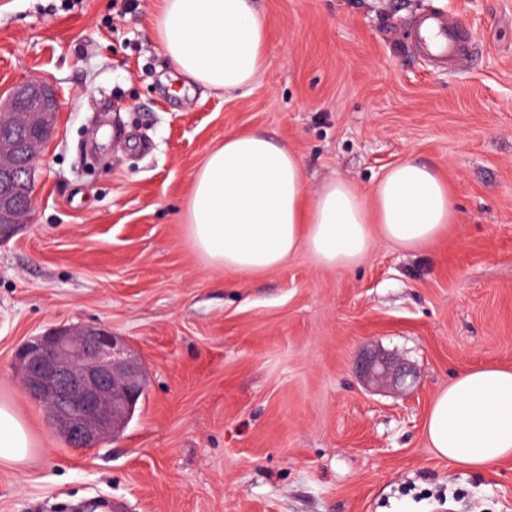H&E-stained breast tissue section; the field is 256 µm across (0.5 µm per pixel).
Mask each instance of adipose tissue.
Returning a JSON list of instances; mask_svg holds the SVG:
<instances>
[{
    "instance_id": "1",
    "label": "adipose tissue",
    "mask_w": 512,
    "mask_h": 512,
    "mask_svg": "<svg viewBox=\"0 0 512 512\" xmlns=\"http://www.w3.org/2000/svg\"><path fill=\"white\" fill-rule=\"evenodd\" d=\"M159 43L187 81L231 93L247 90L269 50L253 0H163ZM455 219L447 184L407 159L370 192L341 179L308 195L301 161L256 132L225 136L192 176L186 223L197 254L219 269L271 271L306 250L327 269L347 270L376 237L405 250L433 243ZM426 434L452 463L486 470L512 457V370L463 372L433 402ZM33 446L24 422L0 404V461H23Z\"/></svg>"
}]
</instances>
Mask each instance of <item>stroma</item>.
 Returning <instances> with one entry per match:
<instances>
[{"label":"stroma","mask_w":512,"mask_h":512,"mask_svg":"<svg viewBox=\"0 0 512 512\" xmlns=\"http://www.w3.org/2000/svg\"><path fill=\"white\" fill-rule=\"evenodd\" d=\"M162 0H0V91L59 96L33 208L0 241V403L35 442L0 462V512H512V460L439 456L431 405L457 373L512 368V0H255L270 48L250 93L186 83L156 34ZM427 11L479 45L447 70L411 30ZM301 158L308 193L368 192L413 159L456 217L407 251L377 240L353 268L306 251L245 275L188 237L192 175L225 136ZM102 327L148 386L116 439L75 449L21 393L14 352L57 326ZM416 370L367 386L368 356Z\"/></svg>","instance_id":"stroma-1"}]
</instances>
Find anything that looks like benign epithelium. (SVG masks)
Here are the masks:
<instances>
[{
    "mask_svg": "<svg viewBox=\"0 0 512 512\" xmlns=\"http://www.w3.org/2000/svg\"><path fill=\"white\" fill-rule=\"evenodd\" d=\"M55 91L26 81L6 95L0 113L11 117L0 132V235L25 223L41 148L54 132ZM23 395L45 412L48 424L73 448H95L119 436L144 394L141 359L121 338L97 327L58 328L26 339L16 351ZM366 384L405 391L414 381L408 362L384 355L361 365Z\"/></svg>",
    "mask_w": 512,
    "mask_h": 512,
    "instance_id": "benign-epithelium-1",
    "label": "benign epithelium"
}]
</instances>
